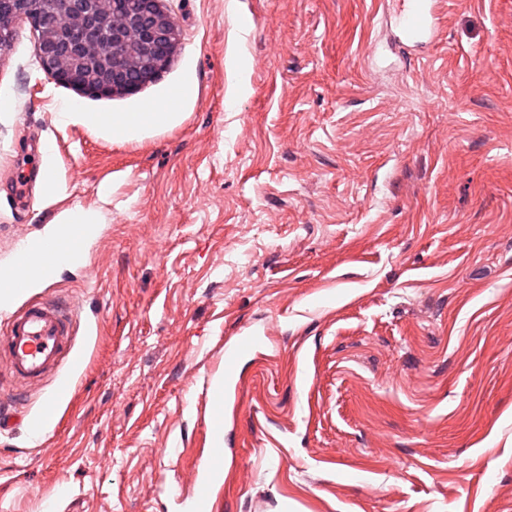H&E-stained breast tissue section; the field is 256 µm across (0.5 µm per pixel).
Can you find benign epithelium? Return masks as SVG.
<instances>
[{
  "mask_svg": "<svg viewBox=\"0 0 512 512\" xmlns=\"http://www.w3.org/2000/svg\"><path fill=\"white\" fill-rule=\"evenodd\" d=\"M53 80L96 97L130 95L169 64L180 31L162 0H21ZM135 43L140 66L119 50Z\"/></svg>",
  "mask_w": 512,
  "mask_h": 512,
  "instance_id": "7a95c632",
  "label": "benign epithelium"
}]
</instances>
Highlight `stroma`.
Segmentation results:
<instances>
[{
  "label": "stroma",
  "instance_id": "35a3bbf8",
  "mask_svg": "<svg viewBox=\"0 0 512 512\" xmlns=\"http://www.w3.org/2000/svg\"><path fill=\"white\" fill-rule=\"evenodd\" d=\"M164 5L181 38L133 95L50 79L23 18L0 51V262L101 217L18 299L68 305L84 363L21 388L0 360V512H512V0H432L417 42L396 0ZM186 87L131 142L79 118ZM230 339L225 342L224 347V391L220 383L212 389L211 402L213 414L210 423L211 435L214 440L219 437L218 429L221 421L216 418V412L224 403L226 383L235 378V362L242 355L251 353L259 343L256 336H235L231 343L227 344Z\"/></svg>",
  "mask_w": 512,
  "mask_h": 512
}]
</instances>
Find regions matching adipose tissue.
I'll list each match as a JSON object with an SVG mask.
<instances>
[{
  "instance_id": "obj_1",
  "label": "adipose tissue",
  "mask_w": 512,
  "mask_h": 512,
  "mask_svg": "<svg viewBox=\"0 0 512 512\" xmlns=\"http://www.w3.org/2000/svg\"><path fill=\"white\" fill-rule=\"evenodd\" d=\"M83 119L91 125L108 130L113 139L129 142L139 139L152 126L172 125L181 115L166 109L157 112H90ZM99 222L96 212L76 206L59 214L54 228L45 242L55 252L56 268H64L78 262L83 255V245Z\"/></svg>"
}]
</instances>
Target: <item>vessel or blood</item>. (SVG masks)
Segmentation results:
<instances>
[{
  "instance_id": "obj_1",
  "label": "vessel or blood",
  "mask_w": 512,
  "mask_h": 512,
  "mask_svg": "<svg viewBox=\"0 0 512 512\" xmlns=\"http://www.w3.org/2000/svg\"><path fill=\"white\" fill-rule=\"evenodd\" d=\"M404 30L413 36L427 31L425 0H402L399 13ZM26 252L16 253L12 267L0 272V283L5 287L23 289L27 253L42 258V274L51 277L54 256L45 249L41 237L30 235ZM73 316L67 309L46 301L34 300L7 314L5 330L0 333V357L9 363L10 372L26 383L41 381L55 374L62 364L80 369L83 360L74 352ZM259 342L255 336H238L224 347V379L235 378L238 357L251 353Z\"/></svg>"
}]
</instances>
